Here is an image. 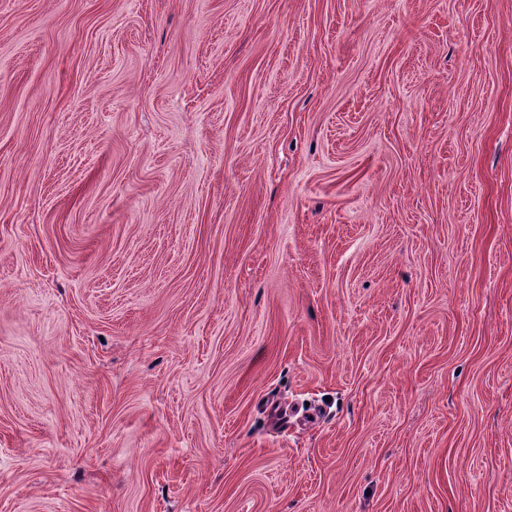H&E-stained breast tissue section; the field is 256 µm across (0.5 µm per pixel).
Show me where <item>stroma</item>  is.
<instances>
[{"instance_id":"1","label":"stroma","mask_w":512,"mask_h":512,"mask_svg":"<svg viewBox=\"0 0 512 512\" xmlns=\"http://www.w3.org/2000/svg\"><path fill=\"white\" fill-rule=\"evenodd\" d=\"M0 512H512V0H0Z\"/></svg>"}]
</instances>
